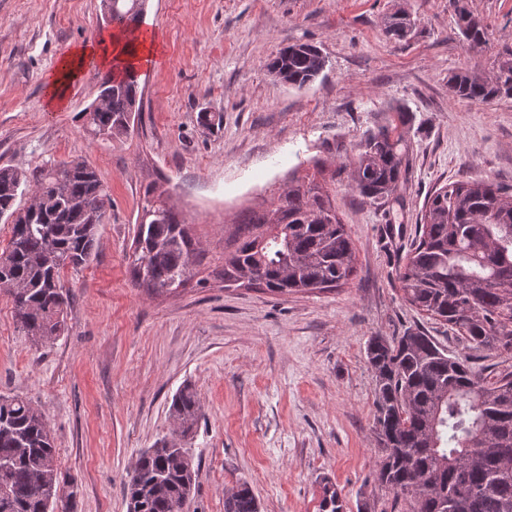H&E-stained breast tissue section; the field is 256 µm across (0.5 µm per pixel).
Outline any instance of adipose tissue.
Wrapping results in <instances>:
<instances>
[{
  "instance_id": "adipose-tissue-1",
  "label": "adipose tissue",
  "mask_w": 512,
  "mask_h": 512,
  "mask_svg": "<svg viewBox=\"0 0 512 512\" xmlns=\"http://www.w3.org/2000/svg\"><path fill=\"white\" fill-rule=\"evenodd\" d=\"M157 50V36L151 31L111 28L95 40L68 49L59 61V70L75 75L93 62L115 74L134 71L143 62L154 59Z\"/></svg>"
}]
</instances>
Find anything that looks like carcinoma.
Listing matches in <instances>:
<instances>
[{
	"label": "carcinoma",
	"mask_w": 512,
	"mask_h": 512,
	"mask_svg": "<svg viewBox=\"0 0 512 512\" xmlns=\"http://www.w3.org/2000/svg\"><path fill=\"white\" fill-rule=\"evenodd\" d=\"M147 0H102L114 27L140 23ZM456 5L459 29L469 45L489 42L487 27ZM385 36L407 41L410 16L383 19ZM310 44L280 50L267 70L303 88L324 69ZM451 96L475 105L512 98V50L484 77L469 70L448 76ZM134 75L100 85L103 107L84 111L89 131L105 140L128 134L140 110ZM404 139L388 124L357 145L352 182L373 203L397 192L403 177ZM35 205H22L24 193ZM150 186L136 220L132 281L149 292L183 288L201 262L188 227L154 196ZM110 201L107 187L86 162L52 163L29 173L0 167V219L11 237L0 252V281L14 304L24 335L42 344L66 328L69 295L62 284L93 257L98 228ZM356 271L350 235L328 191L312 181L288 185L270 208L244 212L224 244L226 288L271 293L322 291L347 283ZM404 298L456 329L468 350L512 357V193L489 181H456L431 194L414 247L399 266ZM368 362L377 383L375 432L382 460L378 482L409 501V512H512V370L489 380L474 371L471 355L448 356L429 336L407 330L389 341L372 337ZM200 406L191 386L173 397L170 413L189 433ZM0 512H73L76 491H65L48 423L31 401L0 396ZM196 470L184 448L167 439L138 456L127 486V512H185ZM224 512H260L251 485L242 481L224 496ZM320 512H343L335 485L322 481Z\"/></svg>",
	"instance_id": "carcinoma-1"
}]
</instances>
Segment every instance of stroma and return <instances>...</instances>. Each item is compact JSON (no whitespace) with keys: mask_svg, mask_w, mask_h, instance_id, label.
<instances>
[{"mask_svg":"<svg viewBox=\"0 0 512 512\" xmlns=\"http://www.w3.org/2000/svg\"><path fill=\"white\" fill-rule=\"evenodd\" d=\"M467 7L488 27L485 47L467 46L451 0H148L142 26L159 49L138 71L142 111L133 132L103 141L83 112L106 71L85 66L60 110L45 101L62 54L103 31L101 0H0V166L81 159L112 202L93 260L64 273L61 336L33 344L0 290V395L25 397L45 416L58 469L77 484L74 512H127L128 474L163 437L188 448L197 471L189 512H224L241 481L260 512H320L323 476L344 512L363 501L371 512H405L375 478L367 344L417 329L464 354L456 330L405 301L398 262L435 190L458 180L512 187V98L476 106L448 92L451 73L491 75L497 53L512 50V0ZM400 8L415 28L397 43L382 19ZM298 43L326 60L301 89L266 69ZM388 123L404 136L405 173L388 202L373 204L338 169ZM292 174L327 181L356 252L353 278L320 292L225 289L211 276L225 236ZM150 186L205 251L187 287L151 293L131 280ZM186 385L202 415L184 436L170 405Z\"/></svg>","mask_w":512,"mask_h":512,"instance_id":"1","label":"stroma"}]
</instances>
